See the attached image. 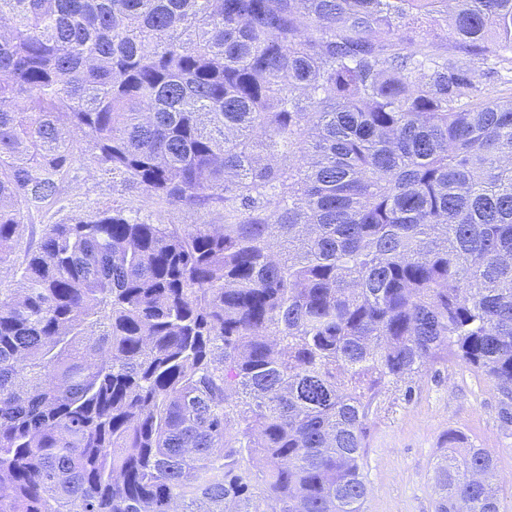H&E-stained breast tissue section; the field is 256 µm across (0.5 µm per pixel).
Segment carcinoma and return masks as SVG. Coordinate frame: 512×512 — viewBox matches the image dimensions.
Instances as JSON below:
<instances>
[{"mask_svg":"<svg viewBox=\"0 0 512 512\" xmlns=\"http://www.w3.org/2000/svg\"><path fill=\"white\" fill-rule=\"evenodd\" d=\"M504 69L512 0H0V512H364L373 403L439 361L512 424ZM84 155L224 223L114 200L16 263ZM458 442L435 512H502ZM416 40L418 43L424 42L433 48H440L443 51L448 43V31L445 23L440 18L424 19L417 30Z\"/></svg>","mask_w":512,"mask_h":512,"instance_id":"1","label":"carcinoma"}]
</instances>
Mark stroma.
Listing matches in <instances>:
<instances>
[{
  "mask_svg": "<svg viewBox=\"0 0 512 512\" xmlns=\"http://www.w3.org/2000/svg\"><path fill=\"white\" fill-rule=\"evenodd\" d=\"M77 167L73 188L51 209L49 223L87 216L116 199L155 224L224 221L218 208L200 211L125 189L95 173L89 160ZM500 408L499 394L484 377L444 361L430 367L412 399L388 390L374 406L366 439V512H435L434 464L452 431L462 434L464 445L493 456L501 506L512 512V425L502 422Z\"/></svg>",
  "mask_w": 512,
  "mask_h": 512,
  "instance_id": "1",
  "label": "stroma"
}]
</instances>
